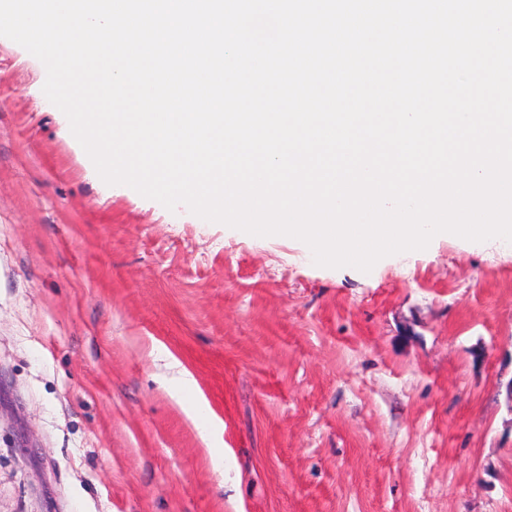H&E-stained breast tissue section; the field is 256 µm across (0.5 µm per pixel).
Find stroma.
Here are the masks:
<instances>
[{
	"label": "stroma",
	"mask_w": 512,
	"mask_h": 512,
	"mask_svg": "<svg viewBox=\"0 0 512 512\" xmlns=\"http://www.w3.org/2000/svg\"><path fill=\"white\" fill-rule=\"evenodd\" d=\"M0 36V512H512V245L314 264L107 185Z\"/></svg>",
	"instance_id": "obj_1"
}]
</instances>
